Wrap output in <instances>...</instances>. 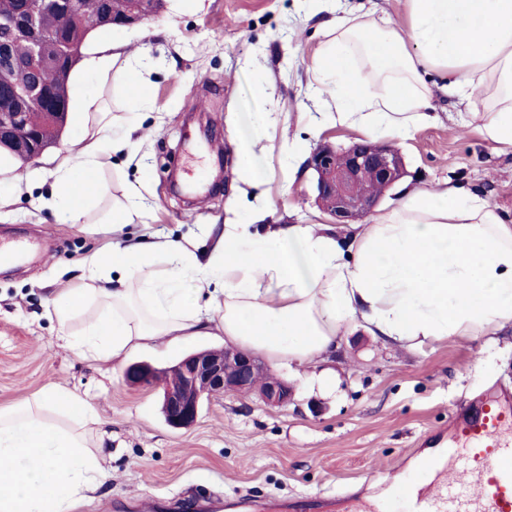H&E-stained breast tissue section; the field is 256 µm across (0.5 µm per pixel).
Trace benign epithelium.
Listing matches in <instances>:
<instances>
[{
  "instance_id": "obj_1",
  "label": "benign epithelium",
  "mask_w": 512,
  "mask_h": 512,
  "mask_svg": "<svg viewBox=\"0 0 512 512\" xmlns=\"http://www.w3.org/2000/svg\"><path fill=\"white\" fill-rule=\"evenodd\" d=\"M75 14L79 0H22L21 8L8 18L0 17V67L13 71L11 85L0 91V146L27 162L49 148L43 124L34 122V110L44 104L47 76H68L69 63L78 57L73 43L53 38L54 63L43 57L45 40L37 35L41 14L48 10ZM157 12L155 0H130L119 9L107 0L99 14L101 26L134 25ZM28 46L22 56L17 46ZM304 168L316 177L315 203L335 224H350L369 214L384 194L403 177L399 152L371 142L337 150L317 147ZM261 359L234 346L205 349L186 355L175 365L158 370L149 364L129 367L125 377L132 385H163L161 410L175 428L192 426L204 400L228 393H254L271 406L291 401L293 388L274 376H263Z\"/></svg>"
}]
</instances>
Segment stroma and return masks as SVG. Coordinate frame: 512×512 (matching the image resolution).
<instances>
[{
    "label": "stroma",
    "mask_w": 512,
    "mask_h": 512,
    "mask_svg": "<svg viewBox=\"0 0 512 512\" xmlns=\"http://www.w3.org/2000/svg\"><path fill=\"white\" fill-rule=\"evenodd\" d=\"M333 19L329 11L307 16L304 0H162L143 23L104 28L140 58L148 95L133 104L121 87H89L116 132L131 122L139 130L102 171L110 194L88 210L85 223L59 224L52 214L59 169L80 147L85 116L69 115L60 146L36 161L0 160V197L9 201L0 208V243L31 245L16 266L0 269V406L51 388L89 397L112 450V477L78 512H135L138 500L195 487L227 499L240 493L260 500L333 497L370 489L378 470L399 483L414 481L413 451L447 429L458 402L491 389L512 392L511 326L491 346L472 336L412 350L385 346L357 329L326 362L325 382L313 385L295 371L278 370L294 388L288 405L274 408L257 395L230 392L204 401L196 423L178 429L161 412V388L130 385L125 370L136 362L169 367L190 353L223 347V337L141 348L118 361L81 359L62 346L46 313L59 288L76 283L85 259L111 247V236L92 232V224L133 195L146 207L126 227L129 239L147 225L193 240L205 253L228 224L329 223L314 203V175L302 165L319 145L345 148L360 134L329 122L314 136L296 114L324 108L310 93V59ZM260 82L267 86L261 98L253 92ZM432 104L438 121L396 146L405 174L380 209L393 206L405 189L445 181L512 215V153L465 130L458 99L437 89ZM243 112L265 113L261 134L274 147L266 169L272 209L260 219L234 147L233 116ZM293 143L300 152L287 154L285 145ZM220 166L227 186L209 199L189 205L174 194L170 174L209 184ZM286 183L287 196L281 193Z\"/></svg>",
    "instance_id": "35a3bbf8"
}]
</instances>
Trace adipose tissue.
Masks as SVG:
<instances>
[{"label":"adipose tissue","mask_w":512,"mask_h":512,"mask_svg":"<svg viewBox=\"0 0 512 512\" xmlns=\"http://www.w3.org/2000/svg\"><path fill=\"white\" fill-rule=\"evenodd\" d=\"M397 23L346 12L311 58L315 97L336 120L366 137L403 141L435 121L431 77L469 110L467 124L512 150V0H404ZM142 86L122 43L98 39L72 86L71 110L87 117L83 145L65 163L53 202L58 223L81 220L108 193L99 172L113 143L88 82ZM257 134L237 137L252 188L265 182L267 151ZM144 208L130 201L110 219L109 255L91 256L78 284L51 304L65 346L83 358L118 359L147 345H172L211 332L276 368L309 370L353 328L383 344L417 348L451 337L493 336L512 326V217L478 193L445 184L407 190L390 210L338 236L325 224H282L258 232L228 224L213 254L198 260L187 243L150 251L122 243ZM154 254L167 270L143 274ZM98 307L72 333L75 313ZM70 427L58 424V417ZM98 420L90 400L42 390L0 407V512H76L107 481L104 452L83 430Z\"/></svg>","instance_id":"obj_1"}]
</instances>
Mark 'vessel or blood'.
Listing matches in <instances>:
<instances>
[{
    "label": "vessel or blood",
    "instance_id": "1",
    "mask_svg": "<svg viewBox=\"0 0 512 512\" xmlns=\"http://www.w3.org/2000/svg\"><path fill=\"white\" fill-rule=\"evenodd\" d=\"M423 481L406 495L412 512H512V397L489 394L459 405L448 446L416 452ZM264 512H378L360 497L275 500Z\"/></svg>",
    "mask_w": 512,
    "mask_h": 512
}]
</instances>
